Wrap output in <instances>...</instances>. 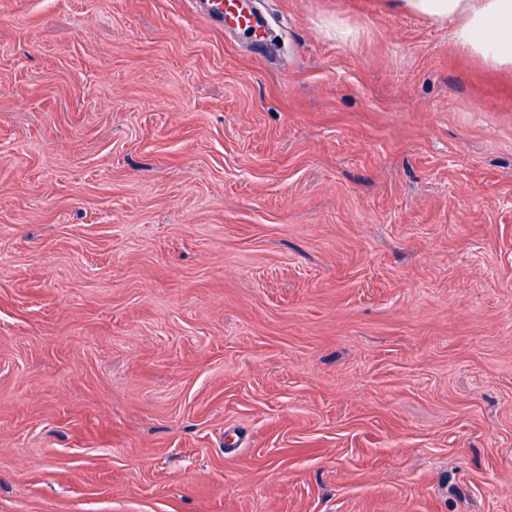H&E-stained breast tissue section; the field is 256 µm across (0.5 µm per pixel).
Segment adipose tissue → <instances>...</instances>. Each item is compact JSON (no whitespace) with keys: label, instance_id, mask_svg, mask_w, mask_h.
<instances>
[{"label":"adipose tissue","instance_id":"ef3b65f1","mask_svg":"<svg viewBox=\"0 0 512 512\" xmlns=\"http://www.w3.org/2000/svg\"><path fill=\"white\" fill-rule=\"evenodd\" d=\"M399 8L436 26H451L454 44L483 63L512 69V0H398Z\"/></svg>","mask_w":512,"mask_h":512}]
</instances>
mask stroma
I'll return each mask as SVG.
<instances>
[{
	"mask_svg": "<svg viewBox=\"0 0 512 512\" xmlns=\"http://www.w3.org/2000/svg\"><path fill=\"white\" fill-rule=\"evenodd\" d=\"M256 7L0 0V512H512V70ZM235 1L238 0H202L201 3L211 22L221 27L225 23L253 42L262 43L266 38L263 21L250 11L244 12Z\"/></svg>",
	"mask_w": 512,
	"mask_h": 512,
	"instance_id": "35a3bbf8",
	"label": "stroma"
}]
</instances>
